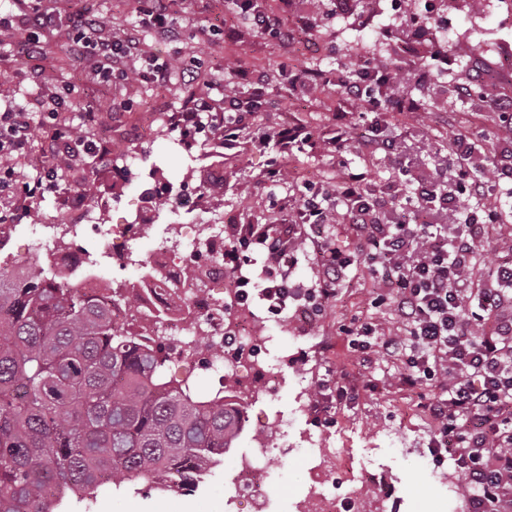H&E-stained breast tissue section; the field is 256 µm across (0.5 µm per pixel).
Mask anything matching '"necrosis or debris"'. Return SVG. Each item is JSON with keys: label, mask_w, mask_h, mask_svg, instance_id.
<instances>
[{"label": "necrosis or debris", "mask_w": 512, "mask_h": 512, "mask_svg": "<svg viewBox=\"0 0 512 512\" xmlns=\"http://www.w3.org/2000/svg\"><path fill=\"white\" fill-rule=\"evenodd\" d=\"M208 232L198 236L185 231L180 238L156 242L148 264H141L135 249L140 227L136 224H99L87 205H79L62 224H31L26 228L23 254L0 242V272L14 274L24 269V256L43 255L60 283L78 288L105 303L114 319L140 327L149 340L165 339L172 348L170 364L181 379L198 377L210 381L213 389H223L235 380L239 391L262 385L274 389L278 374L267 359L270 339L257 316L234 320L233 344L224 342V298L236 293L240 272L224 270V220L208 217ZM124 248L125 263L144 265L135 280H120L104 274L112 261L114 245ZM197 265L200 280L185 286L182 269ZM185 290L186 304L178 311L169 309L168 295ZM136 291L137 308L126 307L122 294ZM271 453L264 442H257L249 455L236 463L234 483L238 490L255 499L256 512H268L259 497L270 477L266 461ZM337 465L326 455L311 457L308 470L312 486L298 504V512H336V500L322 487Z\"/></svg>", "instance_id": "obj_1"}]
</instances>
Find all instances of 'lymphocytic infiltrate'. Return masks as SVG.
Returning <instances> with one entry per match:
<instances>
[{"instance_id": "obj_1", "label": "lymphocytic infiltrate", "mask_w": 512, "mask_h": 512, "mask_svg": "<svg viewBox=\"0 0 512 512\" xmlns=\"http://www.w3.org/2000/svg\"><path fill=\"white\" fill-rule=\"evenodd\" d=\"M13 2L17 10L0 15V28L18 21L30 36L20 46L0 42V55L35 60L46 47L45 34L57 30L59 17L43 8V0ZM173 2L139 0L137 19L120 38L100 36L87 11H72L69 24L74 35L68 51L77 59L96 57L103 80L124 79L128 75L124 60L145 54L142 28H149L158 41L185 40V30L170 19ZM237 4L249 30L281 45H289L309 29L304 21L286 23L291 0H282L277 12L259 8L253 0H237ZM400 79L399 71L368 61L360 62L352 74L336 76L347 99L376 115L358 143L359 162L347 157L343 130L348 119L343 112L336 115V135L321 142L297 120L264 134L261 145L272 152L268 174L273 178L281 175L287 158L324 145L340 172L336 184L340 206L331 208L317 184H301L293 198L282 200L278 224L234 225L224 247V267L237 270L254 252H264L268 262L258 275L260 289L243 283L238 297L245 301L258 294L276 315L292 299L323 309L335 300L349 267L369 269L378 286L373 306L389 305L402 332L383 337L374 322L355 319L343 329L349 347L364 358L377 354L400 363L407 388L436 384V393L424 404L437 424L433 449L452 458L465 489L472 492L476 512H512V255L495 257L487 278L472 275L480 248L491 245L496 230L512 220L484 203L490 185L512 187V150L478 162L469 136L460 133L448 145L450 168L418 177L408 196L377 195L369 178V161L377 151L393 150L395 144L385 133L388 117L377 110L376 92ZM224 109V114H217L212 98H192L178 116L182 135L209 133L233 145L253 113L229 94ZM33 129L34 118L27 109L0 113V186L19 185V197L28 205L53 185L48 172L31 182L17 179L12 160L26 151ZM312 224L346 225L355 250L320 236L309 237L307 228ZM304 239L321 259V278L310 289L289 285L296 263L294 248Z\"/></svg>"}]
</instances>
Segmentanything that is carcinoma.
I'll list each match as a JSON object with an SVG mask.
<instances>
[{
	"label": "carcinoma",
	"mask_w": 512,
	"mask_h": 512,
	"mask_svg": "<svg viewBox=\"0 0 512 512\" xmlns=\"http://www.w3.org/2000/svg\"><path fill=\"white\" fill-rule=\"evenodd\" d=\"M109 308L42 266L0 275V512H71L172 470L194 490L224 461L245 409L167 377Z\"/></svg>",
	"instance_id": "cac0c4a2"
}]
</instances>
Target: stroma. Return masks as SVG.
Segmentation results:
<instances>
[{
  "label": "stroma",
  "mask_w": 512,
  "mask_h": 512,
  "mask_svg": "<svg viewBox=\"0 0 512 512\" xmlns=\"http://www.w3.org/2000/svg\"><path fill=\"white\" fill-rule=\"evenodd\" d=\"M502 0H293L289 20L310 22L301 49L285 52L275 41L246 30L228 0H175L171 18L181 25L205 28L222 25L223 33L206 42L166 43L147 40L145 49L160 63L178 64L197 55L203 76L195 84L171 78L158 87L142 81L144 63H125L129 77L103 82L93 57L73 59L67 50V31L48 36L45 54L25 63L0 57V110L30 102L33 111L50 108L64 88L74 85L81 96L56 119H41L34 139L13 165L20 175H35L55 167L52 137L60 125L82 127L84 137L104 141L111 148L105 158L76 152L70 158L73 172L45 192L39 204L21 212L11 192H0V211L9 212L17 224H54L68 212L73 198L97 206L105 223L134 220L143 201L158 212L156 221L140 229L138 248L148 254L153 243L178 237L183 225L194 221V210L236 216L242 224H275L280 219L282 198L292 196L297 182L311 179L335 190L339 172L336 161L324 149L291 158L278 183L270 189L267 171L270 155L258 141L270 128L294 119L325 136L336 130L340 112L359 113L335 82L329 81L301 95H290L288 81L278 66L290 58L298 68L330 73L352 71L360 61L377 59L401 70L404 79L387 94L420 98L424 113L415 118L394 114L387 129L401 147L409 172L398 171L391 157L376 153L370 173L377 189L405 188L411 176L441 163L448 144L460 131L475 134V154L489 158L504 146L507 124L494 102L512 96V81L477 86L467 101L457 100L454 88L471 81L472 60L486 68L497 67L499 51L512 47V25L501 19ZM105 37L124 34L135 19L136 0H93ZM440 19L446 37L432 41L426 33L433 19ZM234 30L235 38L224 35ZM237 66L265 70L271 77L265 107L256 113L237 143L225 147L219 139L184 141L176 117L185 103L199 95H214L224 69ZM426 84L414 85L420 72ZM95 114L83 123V112ZM452 114L454 125L442 115ZM138 159L136 169L121 167L126 155ZM190 195L193 211L172 212L164 198L169 188ZM375 282L368 271L351 270L338 295L317 320L306 319L298 304L277 317H265L271 338L269 358L277 364L279 379L274 391L255 387L246 396L248 422L236 445L192 495L150 490L146 483L116 493H102L91 503L78 504V512H252L250 497L235 494L224 482L237 457L248 453L256 441L274 444L268 457L271 473L261 493L269 512H294L296 496L309 485L307 465L300 449L318 444L336 454L342 463L328 486L343 498L348 480L360 468L374 479L366 491L364 512H473L472 500L460 488L463 480L451 464L434 463L430 453L436 424L422 403L432 387L407 391L400 386L398 363L374 356L362 361L350 352L342 325L356 318L372 319L381 333H398L395 314L388 308H371ZM347 373L353 388L350 398L329 402L321 383L330 371Z\"/></svg>",
  "instance_id": "stroma-1"
}]
</instances>
